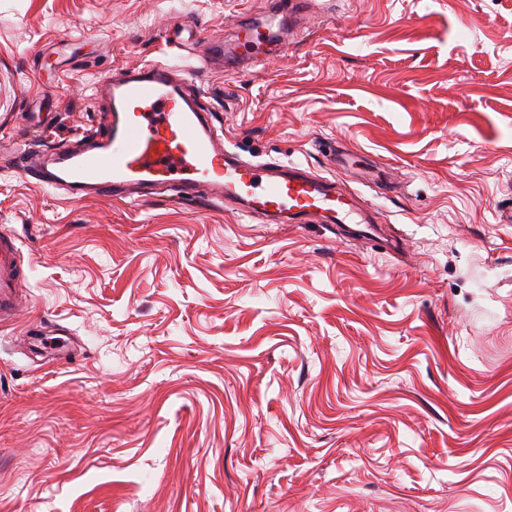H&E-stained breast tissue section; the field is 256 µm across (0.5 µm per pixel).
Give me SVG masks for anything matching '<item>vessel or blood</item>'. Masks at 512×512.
Here are the masks:
<instances>
[{"instance_id": "vessel-or-blood-1", "label": "vessel or blood", "mask_w": 512, "mask_h": 512, "mask_svg": "<svg viewBox=\"0 0 512 512\" xmlns=\"http://www.w3.org/2000/svg\"><path fill=\"white\" fill-rule=\"evenodd\" d=\"M285 38L271 22L242 24L235 41L212 45L205 71L238 72L251 54H280ZM107 104L99 127L82 146L60 140L15 154L0 147V165L80 201L99 194L150 198L166 189L182 202L234 205L266 224H343L351 235L387 246L358 196L298 165L253 162L228 150L198 95L175 68L152 61L121 69L94 85ZM26 277L16 238L0 230V322L21 305Z\"/></svg>"}]
</instances>
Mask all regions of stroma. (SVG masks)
Returning a JSON list of instances; mask_svg holds the SVG:
<instances>
[{"label":"stroma","instance_id":"1","mask_svg":"<svg viewBox=\"0 0 512 512\" xmlns=\"http://www.w3.org/2000/svg\"><path fill=\"white\" fill-rule=\"evenodd\" d=\"M267 0H0V138L94 130L166 60L226 146L336 179L393 255L233 207L75 203L0 169L30 265L0 325V512H512V0H336L188 70ZM277 3L280 4V10L274 17L261 24H242L234 42L213 44L209 52L199 59L202 69L208 72L225 70L226 73H235L254 52L264 55L283 53L288 47V40L273 37L272 22L282 15L288 17V26L300 24L309 16V0H284Z\"/></svg>","mask_w":512,"mask_h":512}]
</instances>
